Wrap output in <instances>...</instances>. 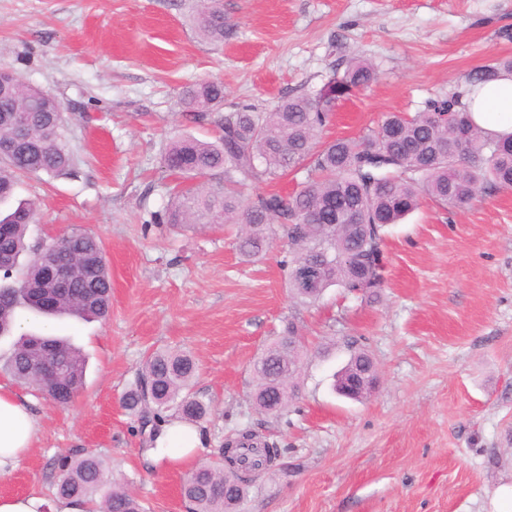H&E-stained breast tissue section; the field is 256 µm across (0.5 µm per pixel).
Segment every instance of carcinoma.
<instances>
[{
    "label": "carcinoma",
    "instance_id": "obj_1",
    "mask_svg": "<svg viewBox=\"0 0 512 512\" xmlns=\"http://www.w3.org/2000/svg\"><path fill=\"white\" fill-rule=\"evenodd\" d=\"M198 35L224 43L221 0H199L194 15ZM503 71L512 72V59L471 72L466 85L448 96L431 100L412 117L388 114L376 127L358 137L320 141L339 101L367 87L376 68L351 60L341 75L331 78L313 95L281 99L269 112L250 104L218 113L224 104V85L202 81L185 90L186 117L218 129L213 141L191 135L173 139L163 157L166 172L184 182L171 193L154 223L238 224L235 247L247 261L264 256L282 230L288 246V288L292 298L313 304L332 287L362 298L374 296L383 285L384 228L414 211L424 196L460 207L481 192L512 188V136L499 138L476 126L463 102L474 86ZM28 111V141L0 157V206L8 204L18 173L66 174L73 158L65 144L61 103L39 87L17 78L0 95V108ZM304 171L302 188L286 198L277 193L246 200L242 188L272 181L292 171ZM37 206L21 202L0 224L11 225L0 237V259L11 261L0 272V335L12 333L20 307L44 315L28 300L24 288L41 280L43 264L33 254L24 267L19 257L29 250L27 232ZM48 249L55 261L70 268L69 282L59 289L53 317L81 320L104 318L111 307L112 281L100 240L73 228ZM318 268L312 288L300 283L301 273ZM354 345L335 388L345 387L368 355ZM303 341L294 323H287L277 340L253 363V401L257 409L278 418L296 397L293 380L300 373ZM18 383L30 386L61 405L69 404L85 384L86 359L68 340L50 334L23 332L14 342L5 365ZM197 375L194 358L184 351L152 354L143 364L134 387L122 398L128 411L141 420V433L153 443L171 419L194 425L210 405L191 392ZM233 456L197 466L184 480L181 494L190 512H240L246 494V475L267 469L281 449L240 432L227 443ZM101 493L99 512H144L141 502L117 481L98 454L88 453L60 466L55 497L84 502Z\"/></svg>",
    "mask_w": 512,
    "mask_h": 512
}]
</instances>
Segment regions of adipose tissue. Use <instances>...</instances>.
Returning <instances> with one entry per match:
<instances>
[{"label": "adipose tissue", "mask_w": 512, "mask_h": 512, "mask_svg": "<svg viewBox=\"0 0 512 512\" xmlns=\"http://www.w3.org/2000/svg\"><path fill=\"white\" fill-rule=\"evenodd\" d=\"M473 122L501 136L512 135V74L473 87L467 97ZM40 422L26 397L0 385V473L33 447ZM203 441L197 427L180 421L166 425L156 441L159 459L191 460Z\"/></svg>", "instance_id": "adipose-tissue-1"}]
</instances>
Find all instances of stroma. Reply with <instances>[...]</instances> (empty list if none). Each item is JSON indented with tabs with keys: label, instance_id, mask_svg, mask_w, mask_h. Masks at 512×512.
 <instances>
[{
	"label": "stroma",
	"instance_id": "stroma-1",
	"mask_svg": "<svg viewBox=\"0 0 512 512\" xmlns=\"http://www.w3.org/2000/svg\"><path fill=\"white\" fill-rule=\"evenodd\" d=\"M222 45L189 23L196 0H0V68L62 105L76 165L20 174L15 200L38 205L30 244L73 228L97 235L112 277L107 319L50 322L21 309L22 329L70 337L87 358L85 386L59 406L35 390L38 440L0 497L54 500L62 458L95 452L146 512H186L192 463L250 429L281 457L248 486L240 512H489L512 484V189L449 208L426 200L385 234L377 299L328 289L292 299L276 240L242 262L234 226L152 223L169 200L160 158L172 138L210 139L185 116L184 90L224 85V111L270 110L315 94L354 58L378 78L339 103L323 140L355 137L392 112L415 114L471 70L512 59V0H222ZM307 339L287 415L261 414L251 367L287 322ZM360 336L378 387L354 401L334 375ZM196 360L193 391L210 403L193 462H154L136 415L121 405L151 353Z\"/></svg>",
	"mask_w": 512,
	"mask_h": 512
}]
</instances>
